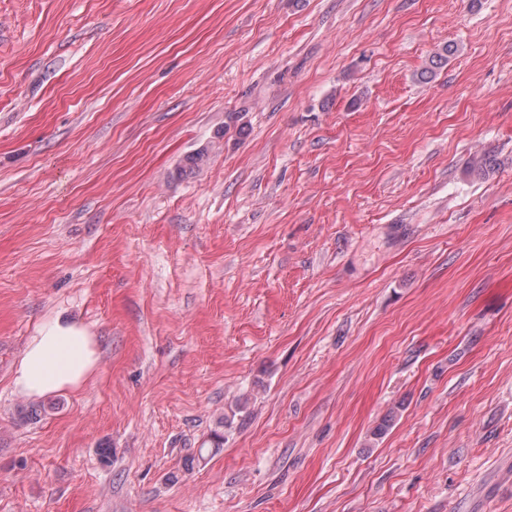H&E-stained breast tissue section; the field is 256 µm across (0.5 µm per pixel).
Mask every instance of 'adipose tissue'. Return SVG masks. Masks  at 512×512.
I'll return each mask as SVG.
<instances>
[{"mask_svg":"<svg viewBox=\"0 0 512 512\" xmlns=\"http://www.w3.org/2000/svg\"><path fill=\"white\" fill-rule=\"evenodd\" d=\"M98 365L97 340L82 322L62 316L41 324L13 372L15 392L42 398L81 389Z\"/></svg>","mask_w":512,"mask_h":512,"instance_id":"ef3b65f1","label":"adipose tissue"}]
</instances>
